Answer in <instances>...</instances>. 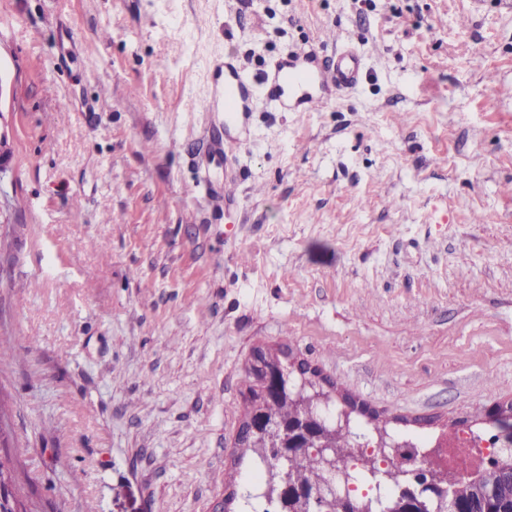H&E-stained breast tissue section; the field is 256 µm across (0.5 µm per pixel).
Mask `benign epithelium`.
<instances>
[{
	"mask_svg": "<svg viewBox=\"0 0 512 512\" xmlns=\"http://www.w3.org/2000/svg\"><path fill=\"white\" fill-rule=\"evenodd\" d=\"M259 377L264 383L265 393L269 396L282 394V383L278 366L269 361L256 363ZM488 419L500 430L504 447L512 446V413L499 409L489 412ZM264 435L273 448L272 463L279 466L280 478L275 487V496L279 500L282 512H303L313 507L319 512L329 508L337 501L341 512H366L370 503L364 504L356 499L338 494L332 495L329 488L330 476L318 468L304 481H299L289 472L294 455L312 450L323 459L331 443V423L314 406L290 403L288 418H269L261 411H253L239 428L237 440L241 441L249 434ZM458 483L443 480L419 482L405 487L397 496L390 499L387 512H429L434 503L441 512H462L464 504L458 498ZM17 502L8 471L0 475V512H18Z\"/></svg>",
	"mask_w": 512,
	"mask_h": 512,
	"instance_id": "benign-epithelium-1",
	"label": "benign epithelium"
}]
</instances>
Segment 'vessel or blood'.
Returning a JSON list of instances; mask_svg holds the SVG:
<instances>
[{
    "mask_svg": "<svg viewBox=\"0 0 512 512\" xmlns=\"http://www.w3.org/2000/svg\"><path fill=\"white\" fill-rule=\"evenodd\" d=\"M226 119L246 117L254 85L266 86L267 92L281 109L299 108L309 112L322 102L324 94L355 86L361 76V62L350 48H341L333 66L323 67L314 52H301L279 61L274 68L250 81L232 59L220 67Z\"/></svg>",
    "mask_w": 512,
    "mask_h": 512,
    "instance_id": "b4317fda",
    "label": "vessel or blood"
}]
</instances>
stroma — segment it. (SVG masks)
<instances>
[{"instance_id":"1","label":"stroma","mask_w":512,"mask_h":512,"mask_svg":"<svg viewBox=\"0 0 512 512\" xmlns=\"http://www.w3.org/2000/svg\"><path fill=\"white\" fill-rule=\"evenodd\" d=\"M332 30L356 88L311 112L256 90L242 127L202 111L217 61L328 64ZM0 79V390L41 512H212L243 490L259 349L427 439L512 404L500 0H0Z\"/></svg>"}]
</instances>
